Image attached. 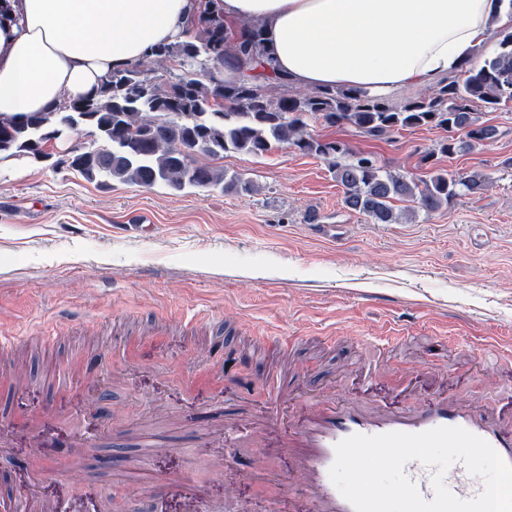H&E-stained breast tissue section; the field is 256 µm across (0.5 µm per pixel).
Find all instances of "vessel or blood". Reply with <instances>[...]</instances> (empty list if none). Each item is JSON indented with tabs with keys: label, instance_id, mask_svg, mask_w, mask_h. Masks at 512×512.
<instances>
[{
	"label": "vessel or blood",
	"instance_id": "obj_1",
	"mask_svg": "<svg viewBox=\"0 0 512 512\" xmlns=\"http://www.w3.org/2000/svg\"><path fill=\"white\" fill-rule=\"evenodd\" d=\"M479 364L483 380H502L504 375L512 373V345L487 340ZM284 400V394L272 393L262 415L225 422L221 439L224 456L215 460V467H237L245 479L255 478L266 470L268 461L241 460L240 451L259 445L270 426L280 425ZM436 427L464 428L487 441L505 462L512 464V416L474 396L455 394L441 387L434 395L413 396L407 403L392 405L348 394L312 395L302 406L297 426L284 431L282 448L291 468L279 495L271 503L272 512H284L291 497L304 500V512H354L329 477L336 444L355 434L420 433ZM404 471L423 500L434 498L432 468L414 460L405 465ZM444 484L462 500L480 496L485 488L483 478L470 474L460 462L447 470Z\"/></svg>",
	"mask_w": 512,
	"mask_h": 512
}]
</instances>
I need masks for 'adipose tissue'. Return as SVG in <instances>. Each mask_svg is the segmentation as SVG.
Wrapping results in <instances>:
<instances>
[{"instance_id":"obj_1","label":"adipose tissue","mask_w":512,"mask_h":512,"mask_svg":"<svg viewBox=\"0 0 512 512\" xmlns=\"http://www.w3.org/2000/svg\"><path fill=\"white\" fill-rule=\"evenodd\" d=\"M0 114L55 112L112 68L184 36L199 0H6ZM224 16L263 22L276 70L309 87L376 96L458 69L512 0H223Z\"/></svg>"}]
</instances>
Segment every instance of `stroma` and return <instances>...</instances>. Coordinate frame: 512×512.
<instances>
[{
  "label": "stroma",
  "mask_w": 512,
  "mask_h": 512,
  "mask_svg": "<svg viewBox=\"0 0 512 512\" xmlns=\"http://www.w3.org/2000/svg\"><path fill=\"white\" fill-rule=\"evenodd\" d=\"M484 118L498 137L450 157L435 153V128L379 140L314 125L392 170L488 181L396 224L346 208L327 163L292 148L225 154L221 167L251 181L249 194L102 186L59 154L0 169V329L16 338L0 352V475L28 491L27 512H184L191 496L218 512H269L290 468L280 428L257 449L272 463L260 484L209 468L214 431L261 412L280 383L305 395L333 381L390 402L433 392L406 366L440 335L453 340L460 389L512 412V395L472 374L483 337L512 339V110ZM134 222L153 230L140 235ZM204 314L210 324L182 329ZM47 322L51 348L37 338ZM395 325L406 339L393 358L379 356ZM254 336L294 337L295 354L225 376L218 347L243 349ZM80 435L95 445L75 450ZM63 464L77 483L55 475ZM133 482L144 494L128 495Z\"/></svg>",
  "instance_id": "obj_1"
}]
</instances>
